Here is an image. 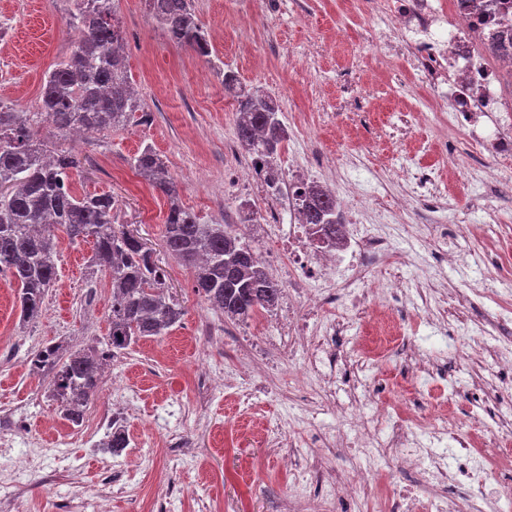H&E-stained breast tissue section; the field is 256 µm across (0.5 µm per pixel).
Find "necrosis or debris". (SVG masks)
I'll return each instance as SVG.
<instances>
[{"instance_id":"1","label":"necrosis or debris","mask_w":512,"mask_h":512,"mask_svg":"<svg viewBox=\"0 0 512 512\" xmlns=\"http://www.w3.org/2000/svg\"><path fill=\"white\" fill-rule=\"evenodd\" d=\"M470 5V0H383L381 9L371 8L363 15L370 54L381 56L390 70L420 76L428 92L422 108L398 113L395 122L377 126L379 142L411 138L415 128L428 120L447 129L446 134L418 142L419 151L434 157L435 165L403 166L397 176L408 185L400 209L422 207L412 230L426 245L436 271L443 274L453 266L459 239L472 238L481 247L482 285L462 294L458 313L446 316L440 308L418 305L400 273L408 257L364 223L360 200L347 207L342 244H334L311 224L296 221L282 227L277 203L284 197L290 208H298L316 175L315 152H308L304 163L283 182L273 178L266 161L252 159L247 177L239 182L243 210H250L256 193L272 201L259 223L277 236V250L267 261L288 264L285 334L289 349L304 351L307 370L301 378L313 381L316 390L340 386L335 349L310 327L311 320L319 319L326 321L331 335L346 331L344 318L336 316L333 307L336 292H344L352 308L382 314L383 325L416 316L440 336L458 333L461 310L474 305L487 310L484 326L462 337V351L444 353L456 363L464 357L489 359L483 392L437 388L421 404L401 400L393 408L379 409L371 405L376 392L394 384L393 376L382 372L372 386L338 407L343 425L334 439L313 440V447L333 442L345 451L338 463L349 480L337 487V498L360 491L367 506L377 512H502L503 503L512 504V474H506L496 449L474 447L452 412L462 403L473 417L488 415L493 421L488 433L493 437L505 426L506 413H512V382L501 376L502 368L512 364V246L485 250L489 225H455L442 215L446 192L438 169L453 158L459 142L492 160L491 167L476 177L485 196H493L512 173V94L502 90L505 73L512 71V58L486 59L491 44L512 38V0H482L476 11ZM371 457L383 462L385 492L375 491L363 465ZM405 472L410 480H402Z\"/></svg>"}]
</instances>
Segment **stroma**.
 <instances>
[{
  "label": "stroma",
  "instance_id": "stroma-1",
  "mask_svg": "<svg viewBox=\"0 0 512 512\" xmlns=\"http://www.w3.org/2000/svg\"><path fill=\"white\" fill-rule=\"evenodd\" d=\"M195 17L209 35L212 55L234 71L247 90L276 99L283 123L298 113L324 121L316 130V150L327 156L321 179L340 190H353L349 176L367 172L380 194L369 208L370 223L385 225L392 242L415 255L403 268L409 282L430 284L433 271L422 244L402 233L406 215L379 214L401 196L397 180L381 153L361 150L366 123L354 125L349 139L336 138V126L352 115L350 92L341 71L362 74L359 18L343 10L340 0H282L278 13L258 19L247 29H229V14H252L257 0H193ZM71 0H0V102L28 112L40 109L44 76L70 56L75 33L69 27ZM113 8L125 33L127 68L147 113L116 132L93 136L85 143L53 134L43 126L56 149L81 161L71 180L76 194H110L119 204V221L142 237L154 259L168 272L166 290L184 315L163 336L147 338L107 361L101 389L75 426L66 455L55 451V435L45 429L60 418L58 403L48 392V377L33 373L28 352L46 343L81 348L107 334L112 289L104 274H91V243L57 241V278L48 292L46 309L36 321H20L16 291L0 279V427L17 439L16 457L0 456V512H63L74 486L95 489L106 468L100 451L86 452L82 439L93 435L106 416L122 419L144 456L140 467L113 485L107 499L111 512H277L288 493L287 457L304 462L317 456L301 445L300 429L307 414L299 399L295 364L281 326L287 303L269 313L264 335L252 322H234L212 310L194 291V278L165 250L162 242L167 199L142 180L132 157L152 146L180 186L181 203L204 223L241 221L235 189L226 182L234 169L248 165L244 150L228 153L236 143L234 98L217 75L197 80L207 58L174 43L147 12L142 0H114ZM306 19H295L296 10ZM425 91L402 76H389L363 101L365 112L383 121L395 112L421 105ZM468 145L461 144L450 165L448 190L454 194L449 222L475 221L497 213L512 223V183L500 187L491 210L472 207L471 179L456 171L473 168ZM235 374L232 389L221 376ZM128 384L133 408L112 391L113 383ZM268 421L277 438L250 439L249 424ZM43 448L40 464L31 466L19 454L31 441ZM57 475L45 484L42 471Z\"/></svg>",
  "mask_w": 512,
  "mask_h": 512
}]
</instances>
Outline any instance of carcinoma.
<instances>
[{"label":"carcinoma","mask_w":512,"mask_h":512,"mask_svg":"<svg viewBox=\"0 0 512 512\" xmlns=\"http://www.w3.org/2000/svg\"><path fill=\"white\" fill-rule=\"evenodd\" d=\"M147 8L173 42L201 56L211 55L207 35L195 21L193 0H147ZM69 26L77 34L74 49L47 74L41 111L14 112L0 105V277L16 285L21 319L34 320L42 315L57 277L56 232L73 242L93 243L92 273H104L112 288L102 346L73 350L52 343L27 355L32 371L52 376L50 396L77 425L100 391L107 360L142 339L166 335L183 311L165 293L166 273L153 260L151 249L117 223L115 198L74 194L76 158L55 150L38 134L41 122L58 134L115 130L141 110L140 98L129 89L125 57L116 50L123 36L111 0H76ZM219 74L224 90L234 92L237 140L253 153L276 155L285 128L275 100L241 89L231 70ZM131 166L168 198L165 246L192 270L195 291L211 307L245 321L278 304L281 283L232 225L203 224L179 204L178 185L154 149L145 147ZM305 198L302 223L319 224L327 235L344 223L330 192L314 185ZM129 443L127 430L112 423L101 447L117 454Z\"/></svg>","instance_id":"obj_1"}]
</instances>
